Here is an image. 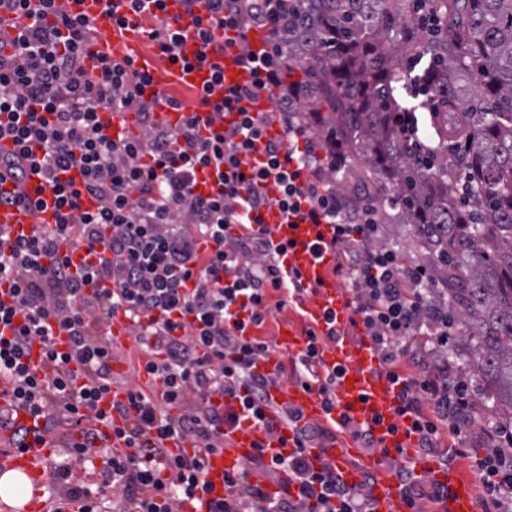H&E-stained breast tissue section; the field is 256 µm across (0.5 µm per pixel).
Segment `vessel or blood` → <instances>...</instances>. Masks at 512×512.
Wrapping results in <instances>:
<instances>
[{"label":"vessel or blood","mask_w":512,"mask_h":512,"mask_svg":"<svg viewBox=\"0 0 512 512\" xmlns=\"http://www.w3.org/2000/svg\"><path fill=\"white\" fill-rule=\"evenodd\" d=\"M63 6L68 12L92 20L106 18V0H63ZM127 22L123 33L112 34L100 44V51L120 61H131L137 70L153 77L156 88L174 83L186 90L197 92L202 89L209 77L208 68L190 72L167 68L146 47L143 17L131 13ZM38 188L39 184L34 179L20 183L9 170L0 171L2 194L24 191L34 197ZM264 220L276 229L273 245L288 247L286 271H299L304 281L315 288L314 294L298 299V322L285 320L278 324L274 350L264 363L265 369H275L286 356H305L309 350L308 331L323 334L332 328L339 332L336 342L323 346L319 354L321 368L337 373L330 397H322L315 387L295 380L284 382L271 391L273 398L297 410L302 421L337 430L336 440L328 447L311 449L312 460L326 459L334 463L343 483L350 487L359 485L365 474H373L374 482L368 491L371 512H410L400 482L388 462L389 457L400 454L414 462L417 472L429 473L447 486L448 498L438 512H477L473 486L468 479L456 469H442L432 461L417 458V438L411 433L409 422L396 414L399 387L381 369L376 348L364 327L350 324L352 306L349 295L331 273L336 261L334 253L325 249L317 255L312 250L317 239H330L331 226L287 224L275 208L265 213ZM55 221L54 212L50 209L39 210L26 204L0 206V225L7 226L15 236L29 233L34 225ZM90 329L104 335L113 350L125 351L135 345L132 321L124 313L115 314L107 324H91ZM0 411L30 431V445L22 449L10 447V432H0V474L19 470L31 480L43 482L42 464L53 452L55 441L42 436L39 420L27 414L25 407L16 404L11 389L2 383ZM266 418L277 423L276 438H269L264 429L245 422L226 436L222 451L210 456L206 479L211 485V497L223 496L225 475L238 471L255 454L257 447H267L276 454L282 452L284 442L292 441V429L280 425L274 410H267ZM346 420L355 427L368 429L377 441L376 450L361 448L350 433L341 431L340 426Z\"/></svg>","instance_id":"obj_1"}]
</instances>
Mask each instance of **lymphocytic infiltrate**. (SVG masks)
<instances>
[{"instance_id": "lymphocytic-infiltrate-1", "label": "lymphocytic infiltrate", "mask_w": 512, "mask_h": 512, "mask_svg": "<svg viewBox=\"0 0 512 512\" xmlns=\"http://www.w3.org/2000/svg\"><path fill=\"white\" fill-rule=\"evenodd\" d=\"M196 2L183 0L193 16L188 29L165 15V0L127 6L148 14L147 36L170 67L209 68L196 102L237 118L206 134L184 102L150 91L151 76L131 62L103 54L95 68L86 67L88 49L102 39L95 21L70 14L58 0H0L17 30L11 51L0 48V138L19 148L5 165L20 182L37 174L43 195L35 204L53 207L56 216L55 226L35 225L12 240L10 253L0 252V277L12 280L9 302L0 301V326L12 329L0 334V376L59 444L49 461L53 485L83 500L82 512H185L209 489L208 462L224 445L223 429L246 420L264 426L271 387L289 375L316 383L319 393L331 390L334 375L320 373L311 353L259 373L272 344L241 335L245 323L262 326L311 291L299 273H284L283 252L268 249L275 230L263 215L275 207L289 219L332 226V273L350 291L388 375L403 383L398 413L412 418L420 455L444 463L469 458L483 489L478 512H512V426L485 411L457 363L447 293L426 265L388 240L376 212L330 186L328 172L347 162L343 151L325 149L297 109L249 108L282 86L288 58L279 40L280 0H208L204 18L195 15ZM215 27L235 30L237 63L249 75L244 83L225 85L218 59L227 46L214 40ZM252 31L268 34L266 47H247ZM190 40L197 50L188 55ZM217 85L224 93L214 101ZM161 103L180 113L176 125L157 121ZM102 109L135 113L139 135L105 131ZM270 123L279 124V139H263ZM74 169L79 179L70 178ZM207 172L217 183L208 193L199 189ZM87 196L96 210L83 209ZM65 240L67 254L60 251ZM205 243L210 253H202ZM119 311L150 320L135 341L148 357L145 371L166 383L164 402L132 378L115 377L111 348L89 331ZM57 330L67 334L68 350L56 349ZM36 340L49 366L41 374L26 360ZM115 382L128 387L129 399L107 411L99 403ZM174 403L180 414L168 413ZM131 412L136 423L120 434L125 449L101 445L94 423ZM444 431L452 441L445 451ZM75 432L80 441H72ZM185 436L197 443L193 454L166 456L165 441ZM334 438L308 424L291 453L259 449L225 476L224 496L210 500L208 512H370L365 488L346 486L335 465L306 453ZM97 458L100 469L83 477ZM282 470L295 489L274 499L250 479L259 471L273 480ZM392 470L413 512L447 494L406 460H393Z\"/></svg>"}]
</instances>
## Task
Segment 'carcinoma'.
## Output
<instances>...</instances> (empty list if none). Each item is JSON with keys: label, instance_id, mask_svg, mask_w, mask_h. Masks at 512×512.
I'll return each instance as SVG.
<instances>
[{"label": "carcinoma", "instance_id": "obj_1", "mask_svg": "<svg viewBox=\"0 0 512 512\" xmlns=\"http://www.w3.org/2000/svg\"><path fill=\"white\" fill-rule=\"evenodd\" d=\"M290 102L341 144L333 186L415 228L448 289L480 402L512 421V0H284ZM414 112L435 149L400 131ZM464 176L465 193L456 180Z\"/></svg>", "mask_w": 512, "mask_h": 512}]
</instances>
